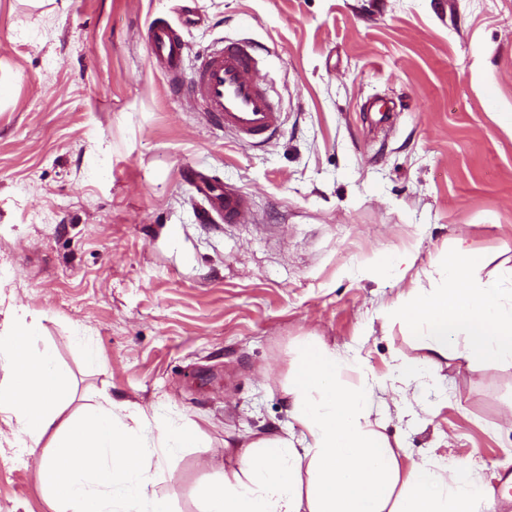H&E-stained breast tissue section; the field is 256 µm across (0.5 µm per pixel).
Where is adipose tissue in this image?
I'll return each mask as SVG.
<instances>
[{"instance_id":"obj_1","label":"adipose tissue","mask_w":512,"mask_h":512,"mask_svg":"<svg viewBox=\"0 0 512 512\" xmlns=\"http://www.w3.org/2000/svg\"><path fill=\"white\" fill-rule=\"evenodd\" d=\"M480 260L457 249L440 281L409 287L388 308L422 342L428 364L464 340V359L512 362V300L500 281H480ZM38 317L11 315L0 328V413L33 455L54 512H171L152 490L157 457L193 445L197 430L151 426L144 409L106 399L65 416L72 376L38 347ZM350 361L325 345L306 347L286 394L296 430L243 443L234 467L204 491L203 512H494L470 465L404 461L374 420L372 385L339 381Z\"/></svg>"}]
</instances>
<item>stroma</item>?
<instances>
[{"mask_svg":"<svg viewBox=\"0 0 512 512\" xmlns=\"http://www.w3.org/2000/svg\"><path fill=\"white\" fill-rule=\"evenodd\" d=\"M159 17L188 76L220 40L256 46L281 131L244 145L170 97ZM191 165L246 194L241 223L202 218ZM460 238L482 279L512 271V0H0V323L39 317L71 410L108 396L200 426L159 466L172 512H200L236 444L294 428L305 341L352 357L343 384L386 387L406 456L497 488L512 364L452 353L405 382L423 351L380 314ZM0 512H53L1 420Z\"/></svg>","mask_w":512,"mask_h":512,"instance_id":"obj_1","label":"stroma"}]
</instances>
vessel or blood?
<instances>
[{"instance_id": "b4317fda", "label": "vessel or blood", "mask_w": 512, "mask_h": 512, "mask_svg": "<svg viewBox=\"0 0 512 512\" xmlns=\"http://www.w3.org/2000/svg\"><path fill=\"white\" fill-rule=\"evenodd\" d=\"M147 46L153 65L164 75L171 91L197 100L206 119L222 125L239 142L265 139L280 129V112L266 87L254 78L261 58L250 42L217 43L202 56L189 78L183 75L185 43L169 20L150 22ZM187 175L203 202L205 217L216 216L227 224L239 221L247 206L242 193L231 187L217 188L202 169H189Z\"/></svg>"}]
</instances>
